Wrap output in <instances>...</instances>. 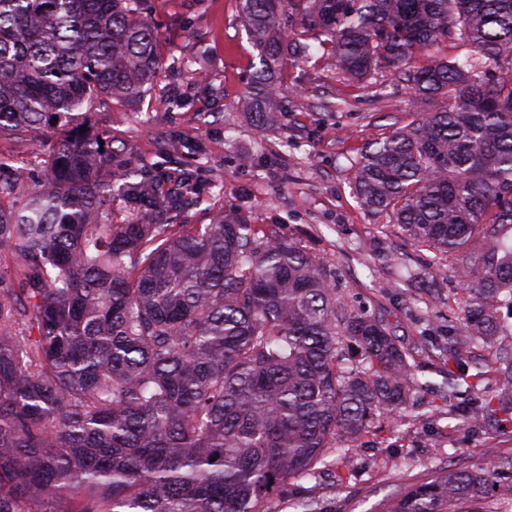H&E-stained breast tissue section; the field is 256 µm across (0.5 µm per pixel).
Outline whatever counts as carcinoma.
Wrapping results in <instances>:
<instances>
[{
  "instance_id": "carcinoma-1",
  "label": "carcinoma",
  "mask_w": 512,
  "mask_h": 512,
  "mask_svg": "<svg viewBox=\"0 0 512 512\" xmlns=\"http://www.w3.org/2000/svg\"><path fill=\"white\" fill-rule=\"evenodd\" d=\"M239 5L261 127L285 113L286 61L317 51L347 79L392 71L444 101L370 142L352 190L456 258L470 300L448 326V402L512 431L495 306L512 303V0ZM163 64L148 0H0V136L56 139L43 179L0 176V512H283L288 481L422 388L388 323L349 310L310 250L251 232L240 208L178 226L189 171L166 184L105 166L91 111L141 98ZM115 187L153 220L112 223ZM479 342L494 365L471 357ZM499 479L448 468L389 512H482Z\"/></svg>"
}]
</instances>
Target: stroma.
Returning <instances> with one entry per match:
<instances>
[{
	"label": "stroma",
	"mask_w": 512,
	"mask_h": 512,
	"mask_svg": "<svg viewBox=\"0 0 512 512\" xmlns=\"http://www.w3.org/2000/svg\"><path fill=\"white\" fill-rule=\"evenodd\" d=\"M168 61L143 98L97 110L91 125L112 145L113 168L152 169L167 157L194 171L195 193L176 217L210 224L245 207L254 229L275 225L301 241L336 273L339 297L354 311L384 317L413 348L415 377L427 389L399 415L372 424L337 460L335 476L289 482L328 512H386L399 489L431 480L439 469L512 471V432L495 422L473 432L449 409L439 361L425 339L448 333L463 297L454 272L437 294L424 282L434 253L412 246L383 216L368 215L350 183L365 146L410 123L441 100L414 101L388 73L363 82L343 78L325 62L287 63L285 114L255 126L245 107L247 83L259 66L239 13V0H150ZM50 145L39 133L0 139V158L30 178L46 168Z\"/></svg>",
	"instance_id": "35a3bbf8"
}]
</instances>
